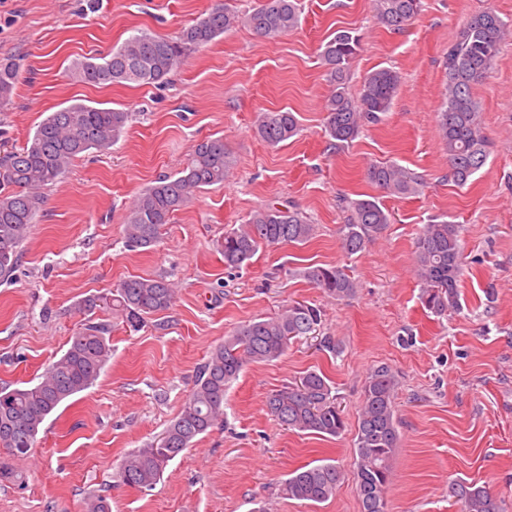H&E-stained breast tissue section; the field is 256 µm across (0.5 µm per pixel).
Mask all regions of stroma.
I'll use <instances>...</instances> for the list:
<instances>
[{
  "label": "stroma",
  "mask_w": 512,
  "mask_h": 512,
  "mask_svg": "<svg viewBox=\"0 0 512 512\" xmlns=\"http://www.w3.org/2000/svg\"><path fill=\"white\" fill-rule=\"evenodd\" d=\"M259 0H0V57L20 58L21 76L0 112V141L20 146L49 113L76 102L132 112L118 142L78 158L44 204L22 244L13 282L0 283V387L36 381L85 320L103 325L112 357L97 382L47 418L34 448L17 458L0 447V512H84L90 495L112 512H360L354 441L364 382L376 367L398 381L400 440L387 489L389 512H459L452 481L478 482L512 512V39L474 87L492 143L465 187L450 178L437 129L449 44L470 16L492 9L512 20V0H421L400 31L381 25L373 0H298L301 24L276 40L241 26L191 53L162 87L89 85L70 79L73 60L104 55L135 30L170 38L210 10L245 14ZM339 29L361 38L351 96L365 75L390 67L401 86L383 120L344 146L325 132L331 86L320 59ZM294 112L300 133L270 146L254 133L259 113ZM220 136L233 159L223 184L208 187L166 224L158 243L131 249L124 223L136 196L186 165L194 144ZM373 162L416 173L418 193L368 182ZM375 197L392 222L365 250L347 256L344 201ZM269 203L306 213L315 234L303 245L261 246L251 263L224 266L213 246ZM460 225L467 269L461 307L438 317L419 299L415 244L433 219ZM348 267L355 295L338 300L300 275L309 266ZM133 277L173 284L171 306L140 330L121 314L85 317V296ZM324 311L316 339L250 363L228 386L224 420L169 463L142 491L116 477L130 452L159 443L192 392L211 350L242 325L293 301ZM315 370L335 387L347 420L336 438L281 425L266 398ZM344 474L321 504L284 498L282 481L307 464Z\"/></svg>",
  "instance_id": "1"
}]
</instances>
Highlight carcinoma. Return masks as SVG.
<instances>
[{
	"label": "carcinoma",
	"instance_id": "obj_1",
	"mask_svg": "<svg viewBox=\"0 0 512 512\" xmlns=\"http://www.w3.org/2000/svg\"><path fill=\"white\" fill-rule=\"evenodd\" d=\"M373 2L378 21L394 31L403 29L421 5V0ZM241 25L261 38H278L299 27L297 0H260L258 7L244 15L225 5L217 7L182 28L175 40L138 30L103 57L74 61L68 72L72 78L91 85L163 86L181 68L189 52ZM511 34L512 23L485 10L470 17L444 54L446 87L438 129L448 152L451 178L460 187L481 170L489 157V142L473 86L491 71ZM360 42L354 31L339 29L321 52L332 84L326 104V131L339 146L356 139L366 124L380 121L391 110L401 82L397 71L378 68L363 78L359 99H353L348 92L350 66ZM20 74L16 58H0V108L9 104ZM129 119L130 113L118 109L73 103L49 113L22 146L0 153L1 283L15 278L22 258L21 244L44 203L42 190L58 182L78 156L108 151L124 133ZM255 130L261 140L277 146L297 136L299 124L292 112L267 111L259 115ZM230 166L224 137L195 144L186 166L159 176L135 198L126 215L127 243L135 248L154 245L160 227L192 202L197 192L223 184ZM366 177L376 186L401 195L414 194L420 186L414 173L396 163L371 164ZM347 208L349 218L341 226V243L347 254L354 255L391 223V217L371 196L351 199ZM313 234L314 225L303 212L271 203L254 210L243 227L225 232L216 246L224 256L225 267L238 269L249 263L263 244H303ZM462 260L458 225L439 221L422 227L416 241L415 264L421 303L432 314L446 316L460 308ZM303 277L336 299L356 293L355 279L337 265L309 266ZM172 299V284L166 279L134 277L108 293L87 296L78 309L87 316L104 308L119 311L130 326L138 328L149 316L167 309ZM322 318L320 306L294 301L280 313L250 321L225 338L200 367L192 394L160 443L124 458L119 472L122 483L140 490L153 489L169 462L224 418L227 386L243 367L274 361L286 352L290 342L319 336ZM111 355L104 328L89 319L70 337L66 350L38 383L1 387L0 447L16 456L28 454L47 417L69 398L93 386ZM396 387V377L387 366L374 370L363 385L353 471L361 512H387L385 489L399 443ZM266 407L289 429L337 437L346 427L329 379L314 370L268 395ZM341 480L342 471L332 463L306 465L289 474L282 483L281 495L320 504L336 495ZM448 492L456 499L460 512H502L501 502L476 482H454Z\"/></svg>",
	"mask_w": 512,
	"mask_h": 512
}]
</instances>
